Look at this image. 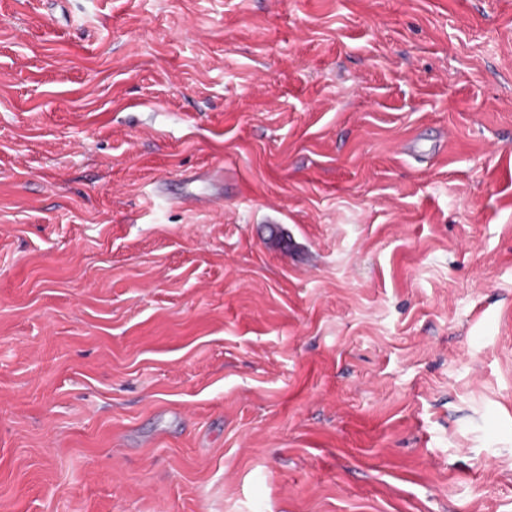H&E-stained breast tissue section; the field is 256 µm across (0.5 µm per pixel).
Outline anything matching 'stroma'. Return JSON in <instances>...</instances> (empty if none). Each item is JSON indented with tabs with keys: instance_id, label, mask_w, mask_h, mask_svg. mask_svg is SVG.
I'll list each match as a JSON object with an SVG mask.
<instances>
[{
	"instance_id": "stroma-1",
	"label": "stroma",
	"mask_w": 512,
	"mask_h": 512,
	"mask_svg": "<svg viewBox=\"0 0 512 512\" xmlns=\"http://www.w3.org/2000/svg\"><path fill=\"white\" fill-rule=\"evenodd\" d=\"M0 512H512V0H0Z\"/></svg>"
}]
</instances>
